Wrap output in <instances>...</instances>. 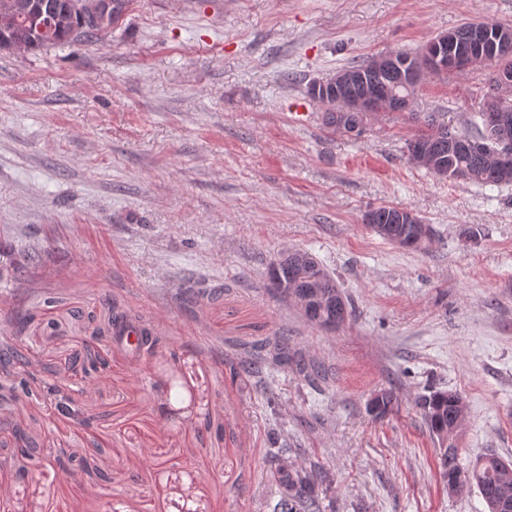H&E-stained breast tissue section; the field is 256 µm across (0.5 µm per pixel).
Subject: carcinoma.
I'll use <instances>...</instances> for the list:
<instances>
[{
    "instance_id": "obj_1",
    "label": "carcinoma",
    "mask_w": 512,
    "mask_h": 512,
    "mask_svg": "<svg viewBox=\"0 0 512 512\" xmlns=\"http://www.w3.org/2000/svg\"><path fill=\"white\" fill-rule=\"evenodd\" d=\"M76 0H0V50L40 51L50 47L89 41L100 34V30L84 27L75 9ZM132 5V0H112V12L107 27L119 24ZM472 23L466 22L448 30L458 50L468 49L469 32ZM361 78V83L349 89L359 93L361 86L383 83L392 85L395 78L379 73L366 61L352 63L343 68ZM500 92L495 81H490V90L484 110L478 113L481 125L473 132L456 131L437 120V116L423 118L421 131L407 144V153L417 144L426 145L455 174V178L469 180L483 185L512 183V168L505 171L490 159V155L463 150H449L448 138L452 134L460 143L482 140L488 136L491 117L507 111L512 123V101L502 108ZM326 107L325 123L336 127V113L344 105L336 101V95L318 98ZM266 287L278 297L294 295L302 302L301 309L307 320L322 328L341 326L351 316V308L344 300L331 276L307 252L294 251L273 264L268 272ZM128 319L124 312L111 311L107 321L93 327L92 335L106 336L112 333V326ZM377 416L382 417L394 410L398 399L391 390H382L374 397ZM418 406L429 433L438 437L452 427L460 429L465 409L462 396L452 390L434 391L420 397ZM458 435L451 436L448 447L440 457V468L445 478L456 477L459 483H448V494L458 495L475 487L485 501L489 512H512V507L501 506L503 495L512 499V470L502 468L505 460L495 454L476 458L467 467L461 466L457 448ZM287 449L271 452L276 474L282 488V496L273 512H324L316 487L322 480L323 470L316 464L291 466L285 457Z\"/></svg>"
}]
</instances>
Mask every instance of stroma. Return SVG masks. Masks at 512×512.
<instances>
[{"label": "stroma", "instance_id": "obj_1", "mask_svg": "<svg viewBox=\"0 0 512 512\" xmlns=\"http://www.w3.org/2000/svg\"><path fill=\"white\" fill-rule=\"evenodd\" d=\"M470 21L512 26V0H134L96 40L0 51V246L23 264L0 282V344L25 349L32 390L0 401V442L38 444L0 449V512H272V448L320 464L326 512H488L446 492L416 399L457 391L462 462L512 461V184L436 175L405 146L415 112L469 129L490 71L425 77L358 135L306 91ZM383 205L432 244L374 233ZM293 250L347 299L340 328L268 292ZM113 307L153 351L92 337L86 313ZM282 334L289 363L259 358ZM170 368L192 394L175 415ZM383 388L399 405L378 417ZM396 209H397L396 207H392V206H380V207L374 208V209H372L373 218H372L371 210L365 214V219H364L365 223L369 224V227H371L372 229H374L375 231H377L378 233L383 234V235H387L390 232V228L387 226H384V225H388L391 228L393 226H395V231L397 232V234L400 236H402V235L404 236L403 239L399 242V244L397 242H395V240L392 237L387 238L380 234L379 235L382 236L384 239H386L392 243L398 244L400 246H403V247L420 248L423 245L431 243L433 236H434L433 230H432V237H430L429 239L424 241L422 244H416L415 241H412L411 238L413 235V224L418 225L417 231H416V238L418 240H422V239L426 238V236H428L430 234V230L425 226V224H421L420 219L411 210H408V209L399 210L398 214L395 216L394 223H396V224H392L393 215H394ZM373 219H374V221H373ZM378 224H384V225H378Z\"/></svg>", "mask_w": 512, "mask_h": 512}]
</instances>
